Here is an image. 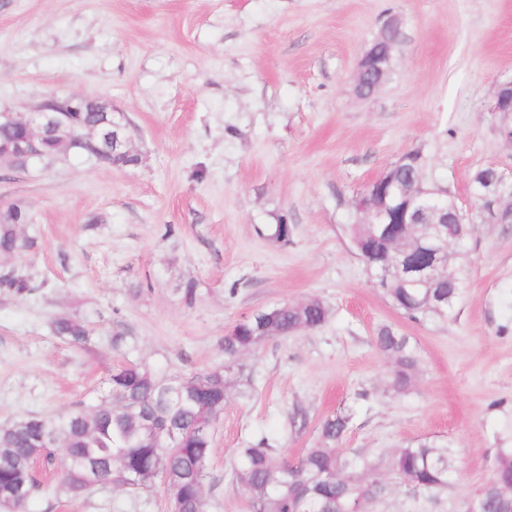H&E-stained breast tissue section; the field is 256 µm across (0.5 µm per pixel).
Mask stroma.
<instances>
[{
	"label": "stroma",
	"instance_id": "35a3bbf8",
	"mask_svg": "<svg viewBox=\"0 0 512 512\" xmlns=\"http://www.w3.org/2000/svg\"><path fill=\"white\" fill-rule=\"evenodd\" d=\"M402 22L393 70L370 97L354 90L369 43ZM512 81V0H0V107L46 95L103 96L124 115L138 166L70 153L24 170L0 166V204L20 199L34 249L0 269V423L58 418L103 391L112 338L161 374L222 363L225 334L252 311L321 299L320 328L261 343L242 360L249 397L231 391L216 429L206 512H249L233 478L238 448L267 436L290 457L319 421L355 410L349 454L375 458L451 441L440 492L389 479L368 512H463L512 448V224H476L463 293L447 319L413 322L376 288L348 233L356 196L418 149L424 181L477 213L471 177L512 170L495 112ZM286 218L292 235L264 227ZM194 286L193 302L183 290ZM95 328L82 350L56 316ZM384 325L409 336L419 373L387 386L374 345ZM306 415L291 428L294 412ZM29 512H167L162 490L98 486L35 498Z\"/></svg>",
	"mask_w": 512,
	"mask_h": 512
}]
</instances>
